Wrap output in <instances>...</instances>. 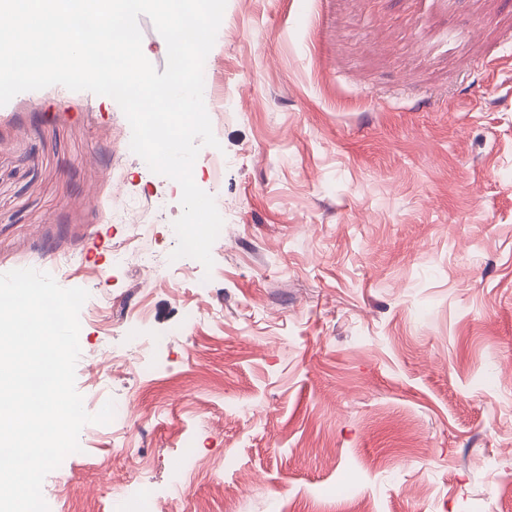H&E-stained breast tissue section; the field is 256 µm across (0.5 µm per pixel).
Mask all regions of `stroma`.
Returning a JSON list of instances; mask_svg holds the SVG:
<instances>
[{
  "label": "stroma",
  "instance_id": "35a3bbf8",
  "mask_svg": "<svg viewBox=\"0 0 512 512\" xmlns=\"http://www.w3.org/2000/svg\"><path fill=\"white\" fill-rule=\"evenodd\" d=\"M206 67L193 176L233 231L151 287L111 202L167 256L182 191L116 101L0 107V273L88 291L75 388L124 410L50 512H130L117 482L151 512H512V0H227Z\"/></svg>",
  "mask_w": 512,
  "mask_h": 512
}]
</instances>
